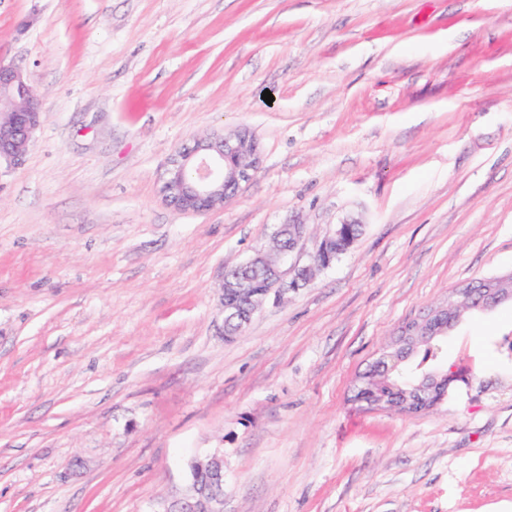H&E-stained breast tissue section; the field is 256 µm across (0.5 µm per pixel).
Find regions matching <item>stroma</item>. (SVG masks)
<instances>
[{"label":"stroma","mask_w":512,"mask_h":512,"mask_svg":"<svg viewBox=\"0 0 512 512\" xmlns=\"http://www.w3.org/2000/svg\"><path fill=\"white\" fill-rule=\"evenodd\" d=\"M0 62L43 107L0 164V512H162L217 451L224 512H512V305L449 331L470 381L429 411L355 398L407 322L512 272V0H0ZM239 128L237 196L167 204L170 158ZM346 219L225 341V271Z\"/></svg>","instance_id":"stroma-1"}]
</instances>
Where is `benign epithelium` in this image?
I'll return each mask as SVG.
<instances>
[{
    "label": "benign epithelium",
    "instance_id": "obj_1",
    "mask_svg": "<svg viewBox=\"0 0 512 512\" xmlns=\"http://www.w3.org/2000/svg\"><path fill=\"white\" fill-rule=\"evenodd\" d=\"M0 161L18 164L25 157L32 136L40 125L42 103L32 91L21 68L0 63ZM259 164L258 145L246 129L224 135L197 139L178 152L169 162L167 177L162 186L164 200L184 213H204L224 207L241 185L250 180ZM346 220L336 225L305 266L293 269V275L284 277L282 266L306 234L304 224H282L273 234L275 254L258 253L237 266V270L223 278L220 298L223 317V335L228 339L239 335L266 304L279 303L289 291L306 286L315 272L331 265L336 258V243L344 236ZM261 270L275 282L267 288L257 281L252 271ZM496 286L467 288L458 294L466 296L465 309L477 308L485 313L512 301V275L493 279ZM458 304L450 302L424 318L406 324L398 340L384 353L381 360L396 364L404 353L418 345L429 344L434 337L445 335L457 323ZM469 382V378L455 368L439 380L424 381L409 391L396 393L392 385L375 379H363L358 400L371 406L390 407L405 414L425 412L448 393L454 381ZM208 486H200L201 476ZM224 456L213 453L206 460L192 465L191 492L173 502L165 512H223Z\"/></svg>",
    "mask_w": 512,
    "mask_h": 512
}]
</instances>
